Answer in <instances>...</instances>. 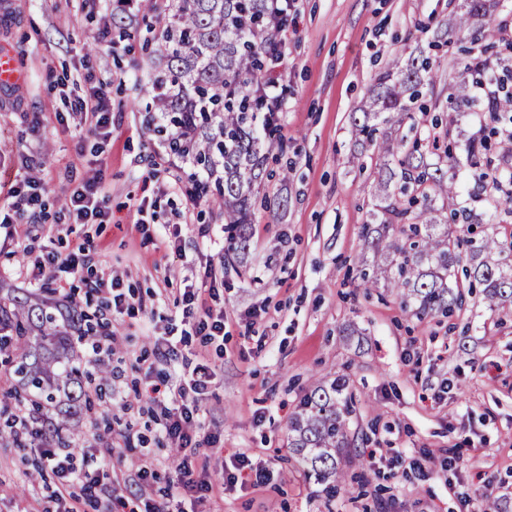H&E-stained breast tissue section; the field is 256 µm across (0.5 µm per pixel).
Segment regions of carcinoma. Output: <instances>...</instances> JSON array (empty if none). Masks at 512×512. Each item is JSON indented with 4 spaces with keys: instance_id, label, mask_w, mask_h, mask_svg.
<instances>
[{
    "instance_id": "1",
    "label": "carcinoma",
    "mask_w": 512,
    "mask_h": 512,
    "mask_svg": "<svg viewBox=\"0 0 512 512\" xmlns=\"http://www.w3.org/2000/svg\"><path fill=\"white\" fill-rule=\"evenodd\" d=\"M267 0H170L165 24L153 49L156 71L152 105L143 122L177 158L191 166L190 175L202 191L215 190L224 208V231L230 245L225 256L246 248L250 235L253 184L265 156L259 144L269 137L278 117L259 116L260 87L268 71L262 59L277 32L262 21ZM491 0H465V11L448 21L451 32L470 61L448 83L446 112L430 115L417 104L422 90L434 88L429 61L410 54L406 66L377 75L371 95L353 117V133L364 151L377 158L376 209L362 228L364 248L358 257L360 287L392 288L400 305L419 318L447 315L462 305L463 293L455 269L467 262L469 287L481 288V302L494 311L512 304V260L509 244L496 234L470 237L485 217L512 216V194L500 184L481 188L462 205L455 181L457 159L450 151L457 137V116L475 102L472 87L504 84L512 77L507 57L490 60L486 54L505 43L502 27L486 20ZM484 111L496 126L494 136L512 127V92L483 100ZM410 120L412 136L399 134ZM467 162L481 168L485 138H466ZM467 246L462 252L460 248ZM85 315L61 308L53 289L19 294L0 284V350L16 378L4 402L30 406L28 438L0 430V444L25 448L45 440L67 448L73 427L95 400L82 383L80 363L72 355L71 333L81 329ZM346 381L318 382L305 394L300 411L288 424L296 461L307 477L333 498L346 489L336 455L347 446L352 414Z\"/></svg>"
}]
</instances>
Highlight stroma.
Wrapping results in <instances>:
<instances>
[{
	"mask_svg": "<svg viewBox=\"0 0 512 512\" xmlns=\"http://www.w3.org/2000/svg\"><path fill=\"white\" fill-rule=\"evenodd\" d=\"M0 19V46L15 52L27 79L0 95V213L22 211L11 185L34 176L46 210L23 238L0 224V279L30 290L29 274L46 252L78 242L100 254L97 274L122 277L123 292H162L158 319L119 315L103 368L105 395L84 420L71 449L76 472L103 468L94 423L134 437L122 454L129 468L120 494L138 491L136 465L158 474L146 492L159 498L178 464L177 449L157 442L160 407H147V380L134 366L150 356L165 327L184 330L181 294L201 286L219 261L224 212L211 198L192 202L179 189V167L149 178L156 161L143 126L153 63L144 42L160 25L130 0L114 25L105 0H11ZM463 0H296L288 49L270 75L285 89L278 132L263 145L256 204L245 256L224 264L216 290L224 338L189 336L173 377L197 363L215 371L205 404V449L214 490L203 512H485L493 499L512 512V307L488 310L467 295L449 318L417 320L391 289L359 288L355 262L362 226L376 202L374 161L358 169L351 116L376 75L410 52L427 51L434 96L448 101L458 43L432 47L437 27L463 11ZM108 83L112 138L90 133L72 102L89 89L86 73ZM102 173L111 219L56 231L67 192ZM287 199L286 209L264 200ZM180 249H173V242ZM337 377L349 382L355 413L351 444L339 455L346 490L327 501L289 449L288 421L307 390ZM460 456L450 470L413 467L422 450ZM244 452L272 477L257 488L222 492L221 465ZM35 448L0 447V512H56L61 484L51 466L31 480Z\"/></svg>",
	"mask_w": 512,
	"mask_h": 512,
	"instance_id": "35a3bbf8",
	"label": "stroma"
}]
</instances>
